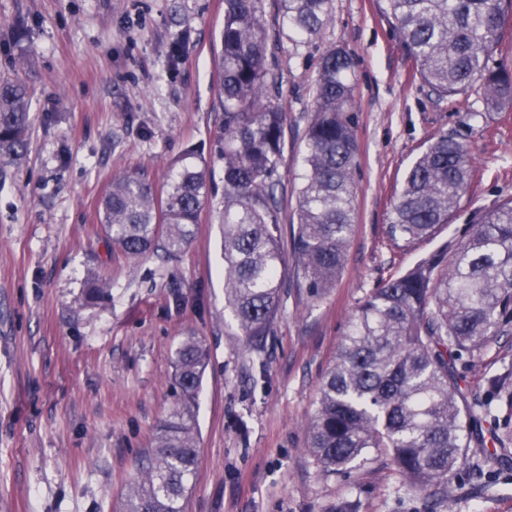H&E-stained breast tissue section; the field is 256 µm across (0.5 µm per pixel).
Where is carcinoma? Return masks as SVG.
<instances>
[{"mask_svg":"<svg viewBox=\"0 0 512 512\" xmlns=\"http://www.w3.org/2000/svg\"><path fill=\"white\" fill-rule=\"evenodd\" d=\"M263 0H224L218 55L224 122V301L234 335H267L281 302L277 190L285 116L274 102L279 75L269 67L272 38ZM282 25L295 43L322 38L333 0H279ZM421 85L440 99L479 87L484 111L512 107V69L489 65L512 19V0H379ZM352 58L342 47L320 58L313 119L306 134L305 173L298 188L291 251L296 287L318 299L336 285L355 230L354 172L358 144L350 112ZM30 95L20 79H0V162L27 149ZM474 177L469 146L441 133L406 171L386 233L408 248L434 237L468 195ZM207 196L201 157L186 150L171 167L163 194L142 176L114 178L104 193L101 224L112 245L133 260L161 251L171 257L191 242ZM512 319V199L482 212L469 238L448 256L421 258L371 291L342 337L324 375L308 428V451L328 475L364 466L375 451L395 462L402 486L424 492L430 507L448 500V484L464 465L488 491L512 461L508 437L486 442L478 424L496 419L491 393L463 409L456 362L475 356ZM208 353L192 336L175 352L177 406L162 423L152 452L129 487L123 512H184L198 464L193 405Z\"/></svg>","mask_w":512,"mask_h":512,"instance_id":"1","label":"carcinoma"}]
</instances>
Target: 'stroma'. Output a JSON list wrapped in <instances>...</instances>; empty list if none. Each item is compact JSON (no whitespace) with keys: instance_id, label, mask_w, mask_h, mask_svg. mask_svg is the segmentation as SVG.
<instances>
[{"instance_id":"35a3bbf8","label":"stroma","mask_w":512,"mask_h":512,"mask_svg":"<svg viewBox=\"0 0 512 512\" xmlns=\"http://www.w3.org/2000/svg\"><path fill=\"white\" fill-rule=\"evenodd\" d=\"M263 10L279 36L281 227L297 221L318 59L336 45L354 61L356 230L322 298L297 290L295 263L286 262L270 332L245 346L224 306L218 224L224 0H0V78L29 85L32 116L27 154L0 163V512H121L176 404L174 351L189 335L208 364L185 512H330L344 499L357 512H425V494H406L385 454L325 475L307 452V424L366 294L423 256L456 250L483 208L512 198V108L484 111L473 89L436 100L377 0H334L331 26L308 46L282 27L277 0H263ZM475 111L480 119L466 120ZM444 132L471 147L470 194L433 239L397 248L385 232L395 193ZM191 146L212 188L191 244L173 259L129 261L100 224L108 184L139 172L163 187ZM95 279L107 293L93 305L86 291ZM511 363L512 326L458 363L464 403ZM451 500V512H512V472L485 493L460 474Z\"/></svg>"}]
</instances>
